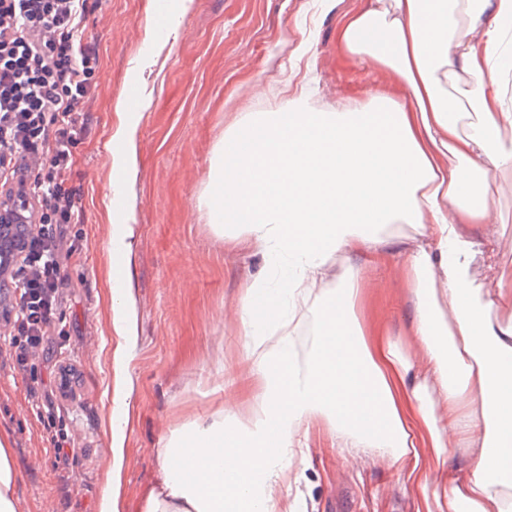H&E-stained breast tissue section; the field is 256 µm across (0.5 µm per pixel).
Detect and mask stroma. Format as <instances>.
Here are the masks:
<instances>
[{"instance_id": "1", "label": "stroma", "mask_w": 512, "mask_h": 512, "mask_svg": "<svg viewBox=\"0 0 512 512\" xmlns=\"http://www.w3.org/2000/svg\"><path fill=\"white\" fill-rule=\"evenodd\" d=\"M365 0H193L186 13L154 21V0H90L85 38L100 54L96 86L82 106L89 121L66 174L83 221L66 239L80 246L65 261L58 316L65 335L50 333L31 368L10 356V327L0 319V432L10 435L21 472L18 512H99L112 457L110 422L124 421L121 512H143L158 491L156 450L172 429L219 413L244 416L252 394L248 341L239 294L252 279L277 290L286 261L261 250L225 245L206 223L200 199L215 148L239 112L287 107L282 87L295 51L307 45L320 112L364 107L366 89L398 91L391 70L342 53L340 17ZM144 92L135 106L137 169L121 183L111 157L123 120L116 106L128 91ZM494 251L469 263L474 288L494 287L512 271V179L489 172L483 181ZM133 225L131 251L120 248ZM360 274L363 304L354 308L369 332H386L405 355L420 348L407 329L413 300L400 258L381 265L352 254L335 256L324 297ZM130 288L137 344L123 364L112 355L120 338L111 322L116 284ZM73 373L68 398L52 394L50 372ZM53 406V429L37 416ZM67 435L57 454L51 432ZM293 482L277 492L279 512H424L399 464L376 448L346 447L328 425L300 435Z\"/></svg>"}]
</instances>
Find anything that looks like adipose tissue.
<instances>
[{
  "label": "adipose tissue",
  "instance_id": "obj_1",
  "mask_svg": "<svg viewBox=\"0 0 512 512\" xmlns=\"http://www.w3.org/2000/svg\"><path fill=\"white\" fill-rule=\"evenodd\" d=\"M512 0H367L347 15L339 43L349 56L396 71L401 94L371 93L356 112H319L297 93L286 109L234 122L211 165L208 222L225 239L288 261L292 274L271 292L245 285L241 325L249 341L254 394L246 417L216 416L175 427L157 455L159 491L144 512H276L291 477L302 428L326 423L356 444L387 448L406 478L446 512H512V276L478 298L467 274L474 225L489 204L461 162L512 178L501 145L512 113L500 102L485 51L501 36ZM411 225L405 241L380 225ZM339 252L373 260L405 257L414 298L409 333L422 362L391 338H367L349 313L361 300L358 275L327 303L316 290ZM269 298L264 317L255 302ZM316 312V355L293 353L297 315ZM273 334L256 333L258 322ZM448 470L431 482L419 445ZM466 451V466L446 460ZM182 450L199 474L172 462ZM19 471L0 434V512H17Z\"/></svg>",
  "mask_w": 512,
  "mask_h": 512
}]
</instances>
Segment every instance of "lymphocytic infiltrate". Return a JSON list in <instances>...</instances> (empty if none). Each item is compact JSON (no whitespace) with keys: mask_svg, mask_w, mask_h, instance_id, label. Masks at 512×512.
<instances>
[{"mask_svg":"<svg viewBox=\"0 0 512 512\" xmlns=\"http://www.w3.org/2000/svg\"><path fill=\"white\" fill-rule=\"evenodd\" d=\"M87 15L88 0H0V199L26 198L31 226L7 271L10 293L0 299L21 368L62 328L59 240L82 220L65 172L86 130L80 106L100 65L83 38Z\"/></svg>","mask_w":512,"mask_h":512,"instance_id":"obj_1","label":"lymphocytic infiltrate"}]
</instances>
